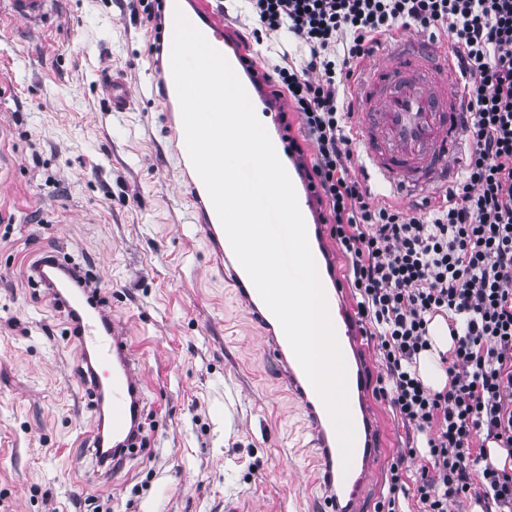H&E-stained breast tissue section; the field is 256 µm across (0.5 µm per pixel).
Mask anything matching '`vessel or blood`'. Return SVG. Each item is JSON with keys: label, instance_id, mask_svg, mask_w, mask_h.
<instances>
[{"label": "vessel or blood", "instance_id": "obj_1", "mask_svg": "<svg viewBox=\"0 0 512 512\" xmlns=\"http://www.w3.org/2000/svg\"><path fill=\"white\" fill-rule=\"evenodd\" d=\"M10 19L43 20L52 0H7ZM158 27L153 41L159 56L171 54L176 13L184 16L227 59L246 89L256 113L272 134L275 150L296 190L328 307L339 310V343L351 351L353 368L348 389L359 410L350 469H343L337 435L329 414L296 360L283 330L238 262L206 188L194 169L185 142L182 112L170 66L156 64L149 72V100L161 111L178 165L183 193L191 204L192 221L214 255L220 271L228 272L243 306L261 325L270 351L294 393L312 436L324 489L325 512H360L366 482L381 457L375 418L366 403L369 380L362 367L360 326L349 311L346 290L339 283L316 211V196L306 181L302 162L288 149V132L272 83L253 59L237 46V38L210 0H159ZM375 62L363 66L351 83L352 133L358 170L370 191L382 197H419L453 186L459 172L465 102L461 76L449 52L438 41L401 36L383 43ZM131 93L121 76H112L105 98L112 112L127 111ZM58 296L76 320L80 348L89 353L85 380L94 395L107 397V435L113 465L138 447L144 397L135 356L128 339L105 312L98 297L74 282Z\"/></svg>", "mask_w": 512, "mask_h": 512}]
</instances>
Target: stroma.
Here are the masks:
<instances>
[{"mask_svg":"<svg viewBox=\"0 0 512 512\" xmlns=\"http://www.w3.org/2000/svg\"><path fill=\"white\" fill-rule=\"evenodd\" d=\"M224 19L265 71L309 56L285 34L256 43L232 2ZM150 29L129 0H56L43 23L0 20V512H317L311 435L210 271L159 110L104 104L108 70L146 89ZM49 251L87 272L135 353L146 439L109 478L85 357L29 280ZM370 401L384 458L363 512H377L391 463L419 440Z\"/></svg>","mask_w":512,"mask_h":512,"instance_id":"1","label":"stroma"}]
</instances>
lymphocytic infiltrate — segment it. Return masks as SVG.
<instances>
[{
  "label": "lymphocytic infiltrate",
  "instance_id": "obj_1",
  "mask_svg": "<svg viewBox=\"0 0 512 512\" xmlns=\"http://www.w3.org/2000/svg\"><path fill=\"white\" fill-rule=\"evenodd\" d=\"M248 3L265 32L287 31L309 49L302 66L278 68V84L314 147L307 177L347 260L356 314L377 341L376 392L427 435L425 457L411 447L392 463L386 512L401 496L417 512L470 498L486 512H512V470L487 464L484 448L490 441L512 457V0ZM410 27L451 35L471 112L456 188L426 211L370 203L347 125L357 63ZM437 315L454 341L440 358V391L414 371Z\"/></svg>",
  "mask_w": 512,
  "mask_h": 512
}]
</instances>
